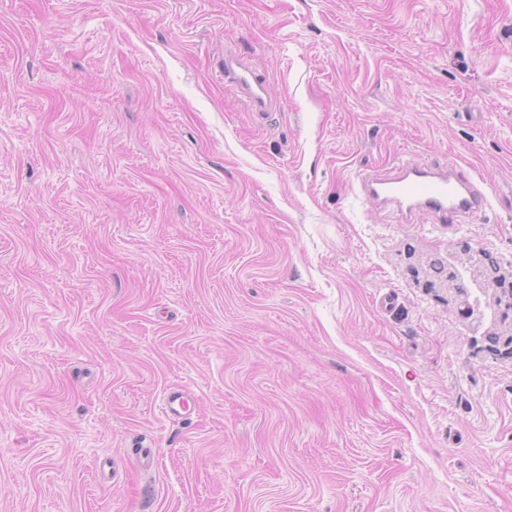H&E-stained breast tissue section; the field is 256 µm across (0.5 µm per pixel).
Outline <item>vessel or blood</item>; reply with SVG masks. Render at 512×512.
I'll return each instance as SVG.
<instances>
[{
	"label": "vessel or blood",
	"mask_w": 512,
	"mask_h": 512,
	"mask_svg": "<svg viewBox=\"0 0 512 512\" xmlns=\"http://www.w3.org/2000/svg\"><path fill=\"white\" fill-rule=\"evenodd\" d=\"M224 76L245 90L254 110L270 109L271 101L264 83L242 60H226ZM359 188L363 199L373 205L396 210L406 217L424 212L439 224L460 223L465 216L489 204L488 193L454 165L401 162L389 171L362 173ZM189 408V398L184 391H168L162 399L161 410L165 415L180 417L186 415Z\"/></svg>",
	"instance_id": "obj_1"
}]
</instances>
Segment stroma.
I'll return each mask as SVG.
<instances>
[{
  "label": "stroma",
  "instance_id": "stroma-1",
  "mask_svg": "<svg viewBox=\"0 0 512 512\" xmlns=\"http://www.w3.org/2000/svg\"><path fill=\"white\" fill-rule=\"evenodd\" d=\"M407 159L490 209L360 199ZM465 246L512 261V0H0V512H512L493 295L414 277ZM226 78L245 90L249 105L255 111L264 112L271 108L264 83L242 60L231 58L224 61V79ZM190 408L188 395L182 390H170L165 393L161 410L167 416L180 417L186 415Z\"/></svg>",
  "mask_w": 512,
  "mask_h": 512
}]
</instances>
